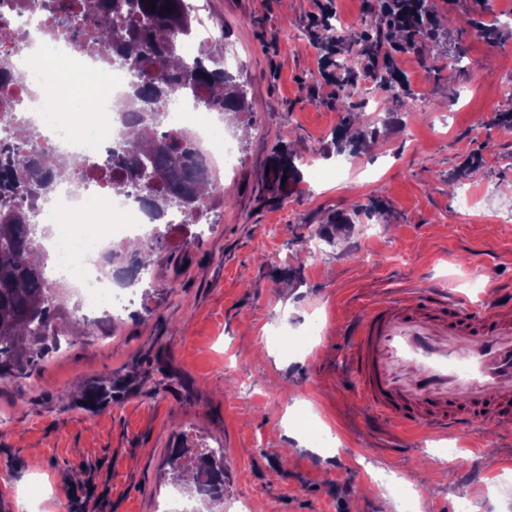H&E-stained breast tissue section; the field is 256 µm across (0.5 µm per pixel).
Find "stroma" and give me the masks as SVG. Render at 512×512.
<instances>
[{
  "label": "stroma",
  "instance_id": "obj_1",
  "mask_svg": "<svg viewBox=\"0 0 512 512\" xmlns=\"http://www.w3.org/2000/svg\"><path fill=\"white\" fill-rule=\"evenodd\" d=\"M463 66L437 77L414 52L393 54L411 97L365 110L376 130L337 153L344 118L312 0H210L216 49L236 51L251 102L224 132L239 162L207 212L210 230L159 226L150 276L130 313L100 335L65 306L57 352L0 377V512H156L169 500L175 448L224 451L223 512H401L400 490L425 512H512V426L485 424L479 445L421 429H370L349 382L338 333L389 289L444 285L480 301L512 289V0H437ZM500 22L502 40L457 33L462 14ZM497 145L481 153L485 140ZM302 144L325 168L354 169L312 191L269 198L263 175L277 144ZM353 216L310 256L309 235ZM322 332L310 336V320ZM335 433L318 447L298 422ZM38 449L30 460V449ZM94 484L98 492L84 496Z\"/></svg>",
  "mask_w": 512,
  "mask_h": 512
}]
</instances>
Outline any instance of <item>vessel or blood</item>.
Listing matches in <instances>:
<instances>
[{
    "label": "vessel or blood",
    "instance_id": "vessel-or-blood-1",
    "mask_svg": "<svg viewBox=\"0 0 512 512\" xmlns=\"http://www.w3.org/2000/svg\"><path fill=\"white\" fill-rule=\"evenodd\" d=\"M342 336L359 394L401 432L470 440L512 422V291L490 287L480 305L436 285L383 295Z\"/></svg>",
    "mask_w": 512,
    "mask_h": 512
}]
</instances>
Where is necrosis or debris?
<instances>
[{
  "mask_svg": "<svg viewBox=\"0 0 512 512\" xmlns=\"http://www.w3.org/2000/svg\"><path fill=\"white\" fill-rule=\"evenodd\" d=\"M40 3L29 0L24 7L0 8V126L36 125L44 149L56 152L69 142L75 154L83 157V165L70 178L72 192L52 207L38 206L36 216L58 227L99 226L95 236L81 239L72 248H56L55 254L59 267L76 285V311L81 318L103 310L117 319L128 310L131 291L104 273V259L127 241L143 237L145 230L139 191L118 192L127 174L107 160L109 149L126 137L127 129L102 81L83 67L86 49L94 40L91 27L77 31L59 27ZM213 41L212 26L198 23L192 37L181 45L183 62L211 63L228 71L238 68L240 57L214 52ZM50 81L76 88L92 104V111L66 114L54 103L34 113L31 103L36 91ZM197 94L196 104L180 98L166 101L159 132L178 133L201 145L213 139L211 112L202 105L209 90L203 86Z\"/></svg>",
  "mask_w": 512,
  "mask_h": 512,
  "instance_id": "4bbe7bcc",
  "label": "necrosis or debris"
}]
</instances>
